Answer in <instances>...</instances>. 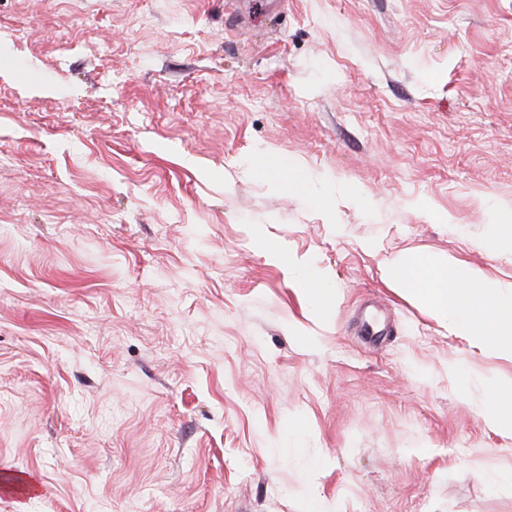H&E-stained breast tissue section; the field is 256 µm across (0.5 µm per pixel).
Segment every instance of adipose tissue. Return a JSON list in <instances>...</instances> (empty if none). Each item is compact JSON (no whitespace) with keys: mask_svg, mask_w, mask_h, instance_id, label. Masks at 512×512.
Segmentation results:
<instances>
[{"mask_svg":"<svg viewBox=\"0 0 512 512\" xmlns=\"http://www.w3.org/2000/svg\"><path fill=\"white\" fill-rule=\"evenodd\" d=\"M386 279L423 303L460 336L475 337L490 351L512 355V292L464 262L435 261L415 253L386 260Z\"/></svg>","mask_w":512,"mask_h":512,"instance_id":"obj_1","label":"adipose tissue"}]
</instances>
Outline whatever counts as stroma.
<instances>
[{
    "instance_id": "35a3bbf8",
    "label": "stroma",
    "mask_w": 512,
    "mask_h": 512,
    "mask_svg": "<svg viewBox=\"0 0 512 512\" xmlns=\"http://www.w3.org/2000/svg\"><path fill=\"white\" fill-rule=\"evenodd\" d=\"M1 26L0 512H512L484 412L512 359L384 273L512 285V0H0ZM300 284L313 304L324 308L328 304V294L324 289L326 273L311 265H302L299 268Z\"/></svg>"
}]
</instances>
